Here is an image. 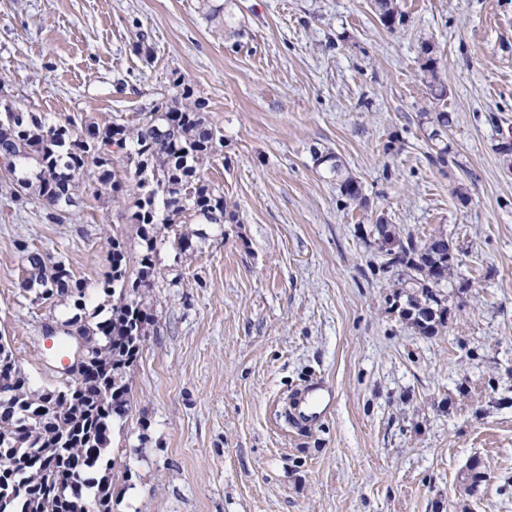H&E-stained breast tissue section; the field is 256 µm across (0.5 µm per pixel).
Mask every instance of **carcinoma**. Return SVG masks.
Wrapping results in <instances>:
<instances>
[{
  "label": "carcinoma",
  "mask_w": 512,
  "mask_h": 512,
  "mask_svg": "<svg viewBox=\"0 0 512 512\" xmlns=\"http://www.w3.org/2000/svg\"><path fill=\"white\" fill-rule=\"evenodd\" d=\"M234 0H200L204 19L219 28L232 23ZM379 23L393 31L406 23L398 0H372ZM429 106L419 112L427 132V158L446 168L455 160L448 131L454 120L445 100L448 88L439 74L430 41L419 57ZM177 94L138 113L133 121L119 114L104 124L69 117L55 120L44 112L0 113V157L12 167L0 176V192L14 202L41 201L50 224L70 221L79 192L130 209L141 241L131 256L125 241L111 242L112 271L96 284L112 294L110 315L89 324L81 311L89 285L74 277L61 260L21 246V286L35 299L72 298L78 313L63 324L64 334L88 341V370L76 382L36 391L12 367V352L0 343V512H76L71 484L86 488L109 445V424L131 409L127 370L140 352L150 313L146 298L155 281L158 238L172 235L174 249L186 252L208 237V229L241 223L237 205L224 188L207 180L204 165L224 146L222 131L207 118V100L172 72ZM315 167L336 180L341 201L369 208L363 187L344 173L331 151H316ZM367 236L383 253L378 272L395 275L391 306L424 336L448 325L444 288L459 266L448 237L437 232L425 241L402 234L379 215ZM96 512H112V474L97 480Z\"/></svg>",
  "instance_id": "cac0c4a2"
}]
</instances>
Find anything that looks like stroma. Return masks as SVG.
I'll use <instances>...</instances> for the list:
<instances>
[{"label":"stroma","mask_w":512,"mask_h":512,"mask_svg":"<svg viewBox=\"0 0 512 512\" xmlns=\"http://www.w3.org/2000/svg\"><path fill=\"white\" fill-rule=\"evenodd\" d=\"M236 4L237 42L197 0H0L15 106L130 119L172 94L176 71L224 134L206 174L241 221L180 256L157 246L153 322L127 373L134 403L110 425L112 512H512V167L496 150L498 128H512V0H400L407 23L392 31L370 0ZM425 38L455 116L456 162L442 170L417 118ZM391 139L400 152L385 153ZM317 148L361 181L368 209L340 204ZM380 214L453 243L469 285L449 289L438 335L389 306L364 231ZM118 232L137 248L122 210L90 193L66 224L0 194V336L34 389L64 379L43 326L73 309L20 288L19 244L94 285ZM318 376L335 406L297 431L286 404ZM472 465L486 475L475 488Z\"/></svg>","instance_id":"1"}]
</instances>
